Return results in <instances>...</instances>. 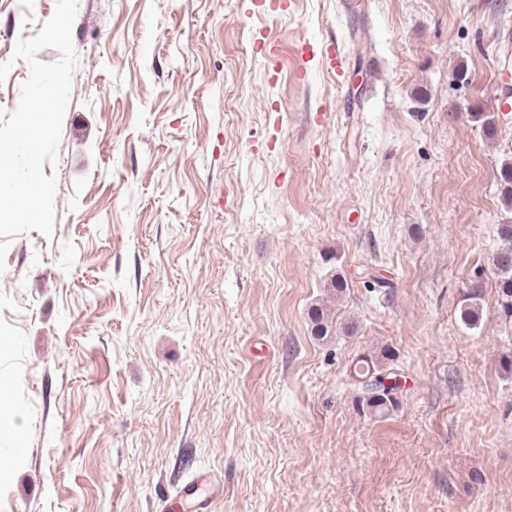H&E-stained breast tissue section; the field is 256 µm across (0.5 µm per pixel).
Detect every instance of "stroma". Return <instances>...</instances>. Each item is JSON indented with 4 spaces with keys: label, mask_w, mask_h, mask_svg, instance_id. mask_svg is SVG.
I'll return each instance as SVG.
<instances>
[{
    "label": "stroma",
    "mask_w": 512,
    "mask_h": 512,
    "mask_svg": "<svg viewBox=\"0 0 512 512\" xmlns=\"http://www.w3.org/2000/svg\"><path fill=\"white\" fill-rule=\"evenodd\" d=\"M55 8L0 0L1 110ZM509 35L512 0H79L54 230L0 273V512H173L202 472L211 512H512ZM502 245L492 257V264L497 270L499 296L505 313L512 316V224L499 228ZM394 360L393 352L384 348L376 356L362 354L354 366L356 381L364 395L366 405L381 414L389 413L398 404V398L392 396L397 394L399 389L398 376L393 368H389ZM386 378L394 379V385L387 387ZM223 486L210 474H197L177 492L181 500L193 503L194 512H209L212 500L221 496Z\"/></svg>",
    "instance_id": "1"
}]
</instances>
